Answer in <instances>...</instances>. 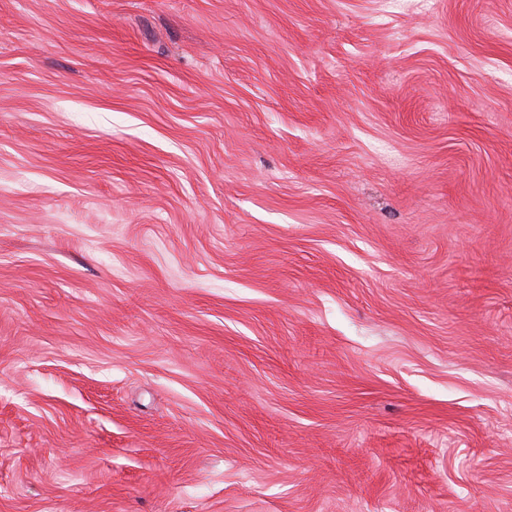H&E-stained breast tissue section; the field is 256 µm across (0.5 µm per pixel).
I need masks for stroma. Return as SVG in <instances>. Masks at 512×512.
<instances>
[{"label":"stroma","mask_w":512,"mask_h":512,"mask_svg":"<svg viewBox=\"0 0 512 512\" xmlns=\"http://www.w3.org/2000/svg\"><path fill=\"white\" fill-rule=\"evenodd\" d=\"M0 512H512V0H0Z\"/></svg>","instance_id":"1"}]
</instances>
